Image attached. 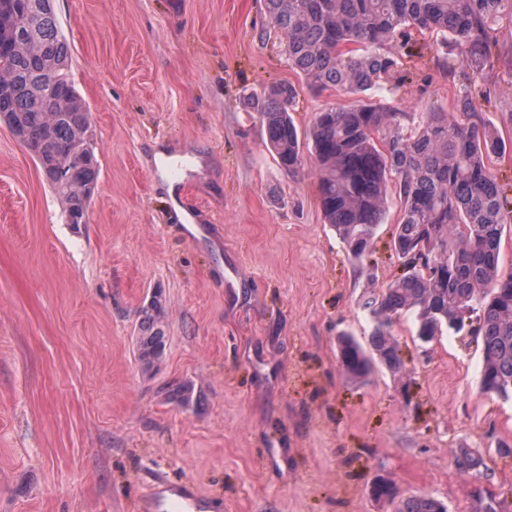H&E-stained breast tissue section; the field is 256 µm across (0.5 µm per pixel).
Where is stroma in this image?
Returning <instances> with one entry per match:
<instances>
[{"label":"stroma","instance_id":"1","mask_svg":"<svg viewBox=\"0 0 512 512\" xmlns=\"http://www.w3.org/2000/svg\"><path fill=\"white\" fill-rule=\"evenodd\" d=\"M76 89L91 114L99 177L83 224L0 123V512H140L155 482L196 489L203 512H395L431 496L447 512H512V400L483 394L466 334L425 344L413 317L394 336L413 372L350 379L337 338L368 335L363 293L399 275L389 197L359 275L317 201L313 155L284 170L259 110L296 88L292 117L353 104L309 91L264 0H53ZM484 68L438 51L369 98L450 111L471 84L478 120L512 134V19ZM165 150L175 194L154 154ZM239 277L226 284L231 267ZM166 351L142 371L135 337L153 296ZM192 385L194 400L174 393ZM487 468L460 485L453 452Z\"/></svg>","mask_w":512,"mask_h":512}]
</instances>
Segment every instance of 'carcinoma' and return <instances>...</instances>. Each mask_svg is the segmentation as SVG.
I'll use <instances>...</instances> for the list:
<instances>
[{"label":"carcinoma","mask_w":512,"mask_h":512,"mask_svg":"<svg viewBox=\"0 0 512 512\" xmlns=\"http://www.w3.org/2000/svg\"><path fill=\"white\" fill-rule=\"evenodd\" d=\"M273 28L286 40L288 63L306 85L353 96L402 71L414 33L436 35L473 67L491 62L495 26L512 0H265ZM0 122L29 149L60 199L68 219L86 223L98 179L88 144L90 113L78 95L70 49L52 0H0ZM399 45L395 53L388 51ZM53 78L51 91L45 81ZM291 89L274 88L261 106L270 147L280 165L302 162V143L289 108ZM405 113L373 102L316 113L311 135L318 164V200L360 273L383 223L388 191L401 216L392 245L403 273L363 303L370 315L365 341L338 337V359L351 379L383 368L393 379H412L393 336L394 319L412 312L417 335L458 334L469 329L480 345L483 393L512 398V266H501L503 235L512 232V196L491 172L493 160L512 150V139L474 120L469 87L456 93L455 111L437 108L407 127ZM479 312L474 325L466 314ZM161 303L142 310L137 357L146 369L166 344ZM457 473L470 476L478 460L454 454ZM438 500L413 496L397 512H437Z\"/></svg>","instance_id":"1"}]
</instances>
